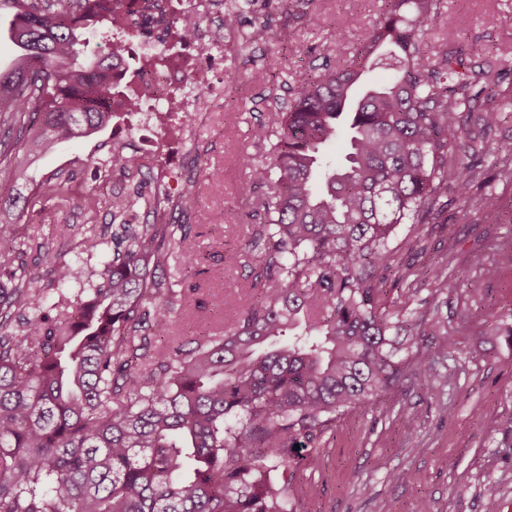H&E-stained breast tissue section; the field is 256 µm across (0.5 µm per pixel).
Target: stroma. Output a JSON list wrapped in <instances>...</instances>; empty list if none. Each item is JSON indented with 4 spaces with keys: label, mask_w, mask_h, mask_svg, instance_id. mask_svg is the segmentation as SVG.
I'll return each mask as SVG.
<instances>
[{
    "label": "stroma",
    "mask_w": 512,
    "mask_h": 512,
    "mask_svg": "<svg viewBox=\"0 0 512 512\" xmlns=\"http://www.w3.org/2000/svg\"><path fill=\"white\" fill-rule=\"evenodd\" d=\"M379 8V0H312L314 26L273 16V41L225 58L223 110L189 138H169V155L192 162L195 173L174 185L175 192L193 194V208L166 211L167 222L182 225L185 235L170 263L178 265L189 250L206 256L210 270L209 307L189 313L187 322H231L243 293L247 226L228 215L240 208L239 191L250 182L242 154L259 160L267 151L254 140L252 127L265 114L272 74L284 81L281 99H290L299 79L323 57L343 55L363 37ZM445 11L476 62L512 69V0H445ZM494 105L499 114L485 135L478 165L482 187L473 201L449 196L444 230L422 238L417 227L403 224L391 242L400 257L415 258L420 267L449 259L455 289L438 296L428 282L412 276L388 287L387 297L393 309H407L422 322L438 309L457 348L435 354L432 377H407L401 390L368 412L344 416L324 434L319 455L294 479L297 495L312 500L318 512H418L425 502L431 512H512V370L504 367L512 362V178L498 165L512 157V88L501 90ZM113 142L106 129L59 142L40 158L30 171L37 202L16 226L18 250L8 261H21L30 273L47 277L49 266L33 248L46 242L54 253L77 261L80 284L95 282L99 258L84 252L83 242L92 235L111 242L108 202L127 181L115 173L97 176L87 160L101 157ZM62 183L93 197L95 207L63 208L54 194ZM488 190L500 198L497 211L478 204ZM479 258L496 266L495 278L482 275L475 264ZM492 311L499 315L494 326L486 323ZM187 322L178 323V332H185ZM406 411L418 421L411 433L401 420ZM401 469L408 480L394 482L392 473Z\"/></svg>",
    "instance_id": "stroma-1"
}]
</instances>
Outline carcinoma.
<instances>
[{"label":"carcinoma","instance_id":"1","mask_svg":"<svg viewBox=\"0 0 512 512\" xmlns=\"http://www.w3.org/2000/svg\"><path fill=\"white\" fill-rule=\"evenodd\" d=\"M299 0H262L288 19H314ZM13 12L18 56L0 70V213L29 205L18 180L20 156L54 142L88 138L112 123L118 42L85 54L83 29L112 27L165 48L189 38L199 20L172 0H0ZM224 27L243 46L274 30L234 2ZM444 29L445 47L428 55L425 37ZM441 0H381L380 18L343 58L301 80L291 103L276 95L253 136L268 159L252 165L248 194L259 222L249 225L254 256L245 303L222 334L200 331L185 351L171 335L186 280L200 257L184 253L176 280L156 271L180 246V224L112 225V259L97 283L75 290L71 310L54 294L77 277L76 264L38 245L43 281L0 266V512H306L291 480L343 416L365 412L399 389L408 373L433 372L420 324L385 302L388 283L415 274L442 292L448 262L423 270L386 248L400 224L444 225L448 191L471 199L480 177L464 160L477 151L462 137L461 114L491 127L483 103L507 72L475 65L455 48ZM387 63L393 74L363 78ZM342 162L328 160L332 144ZM93 169L147 176L138 156L117 151ZM160 202L136 190L112 194V219ZM15 222L0 218V250L17 246ZM29 316L16 323L14 313ZM442 350L457 342L431 311Z\"/></svg>","mask_w":512,"mask_h":512}]
</instances>
